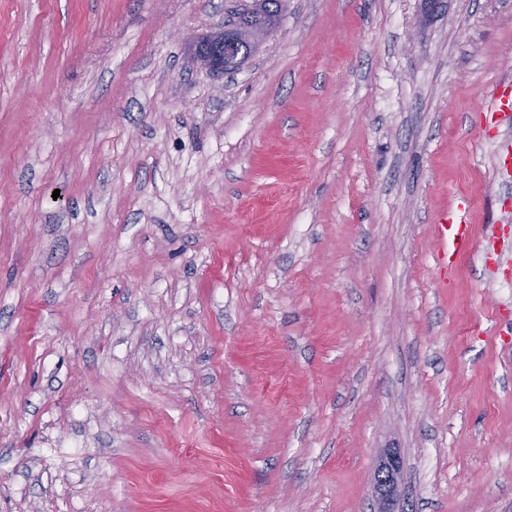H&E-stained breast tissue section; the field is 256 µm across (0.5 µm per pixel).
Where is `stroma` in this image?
<instances>
[{
    "label": "stroma",
    "mask_w": 512,
    "mask_h": 512,
    "mask_svg": "<svg viewBox=\"0 0 512 512\" xmlns=\"http://www.w3.org/2000/svg\"><path fill=\"white\" fill-rule=\"evenodd\" d=\"M253 5L0 0V512H512V0ZM225 30L203 36L195 40L192 44V51L196 62L203 68L220 73L224 71V52L229 61L241 63L251 54L242 55L237 46L232 42H227ZM239 59V60H238ZM238 60V61H236ZM512 115V80L500 81L495 85L493 93L476 113L479 123L488 119L497 120ZM470 200L462 196L457 199L453 210L448 211L440 224H434V234L437 241V262L446 268L453 256L466 253L473 246L471 225L468 224ZM448 242L450 250L448 251ZM400 473V457L394 452H389L380 461L375 471V492L378 509L374 512H393L388 506L397 493Z\"/></svg>",
    "instance_id": "obj_1"
}]
</instances>
